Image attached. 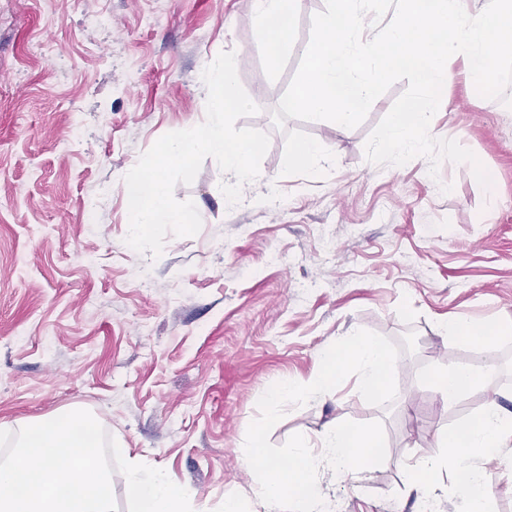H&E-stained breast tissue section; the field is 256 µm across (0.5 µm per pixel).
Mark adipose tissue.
Returning <instances> with one entry per match:
<instances>
[{
	"label": "adipose tissue",
	"instance_id": "obj_1",
	"mask_svg": "<svg viewBox=\"0 0 512 512\" xmlns=\"http://www.w3.org/2000/svg\"><path fill=\"white\" fill-rule=\"evenodd\" d=\"M297 0H254L257 19L256 40L269 63H277L293 45L290 33ZM441 335L483 348H490L496 338L512 335V319L478 325L463 318H451L439 324ZM356 368L363 392L382 390L388 381V355L376 338L359 332L345 337L336 351L327 354L320 370L302 386L284 383L273 394L274 403L291 400L295 393L315 399L334 389L347 368ZM485 372L454 362L440 364L431 375V385L444 404L451 405L471 389L481 386ZM320 449L312 451L307 441L292 450L288 463L267 455L260 438H252L244 457L257 472L253 486L256 498L276 503L292 501L296 512H322L328 498L323 486L325 476L335 482L358 481L363 467L372 460L380 446L377 431L369 426L353 427L336 423L321 432ZM512 444V412L489 406L464 427L439 434L437 453L406 461L402 469L416 499L437 500L445 489L444 474L455 475L453 484L463 512H488L492 473L488 461L503 456Z\"/></svg>",
	"mask_w": 512,
	"mask_h": 512
}]
</instances>
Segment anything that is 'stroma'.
Segmentation results:
<instances>
[{
  "instance_id": "35a3bbf8",
  "label": "stroma",
  "mask_w": 512,
  "mask_h": 512,
  "mask_svg": "<svg viewBox=\"0 0 512 512\" xmlns=\"http://www.w3.org/2000/svg\"><path fill=\"white\" fill-rule=\"evenodd\" d=\"M324 8L298 0L295 48L272 67L253 0H0V430L84 409L127 461L183 486L193 512H224L232 494L245 512H289L251 495V431L284 458L335 422L368 424L379 456L332 494L345 512H413L401 459L432 454L485 403L512 411V337L485 350L435 330L453 315L512 318V109L459 76L433 118L434 138L481 158L488 189L463 164L433 176L424 157L366 160L403 81L357 127L276 126ZM223 51L259 108L238 127L270 138L260 173L232 206L205 159L174 191L199 233L137 252L124 177L158 138L204 122L202 73ZM304 142L330 151L317 172L289 164ZM355 330L386 347V391L363 395L351 372L325 397L272 406L273 385L307 380ZM445 359L496 368L446 407L427 381Z\"/></svg>"
}]
</instances>
